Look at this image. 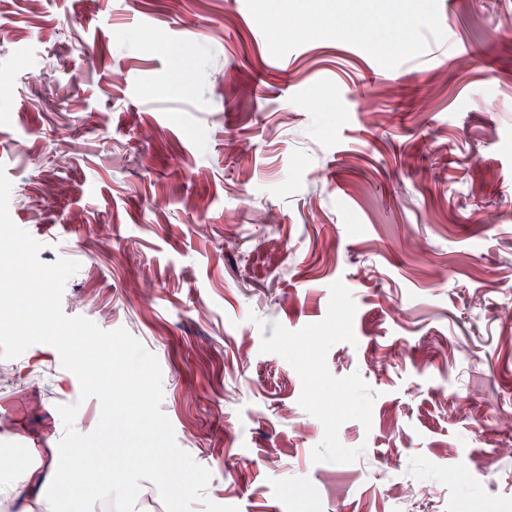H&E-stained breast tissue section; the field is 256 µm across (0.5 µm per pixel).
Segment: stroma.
Returning <instances> with one entry per match:
<instances>
[{"label":"stroma","mask_w":512,"mask_h":512,"mask_svg":"<svg viewBox=\"0 0 512 512\" xmlns=\"http://www.w3.org/2000/svg\"><path fill=\"white\" fill-rule=\"evenodd\" d=\"M1 28L10 217L79 262L66 315L156 355L209 500L512 512V0H0ZM80 393L50 345L0 359L33 447L61 405L97 426Z\"/></svg>","instance_id":"stroma-1"}]
</instances>
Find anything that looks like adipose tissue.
<instances>
[{
    "label": "adipose tissue",
    "instance_id": "1",
    "mask_svg": "<svg viewBox=\"0 0 512 512\" xmlns=\"http://www.w3.org/2000/svg\"><path fill=\"white\" fill-rule=\"evenodd\" d=\"M83 470L79 448H49L18 468L13 456L0 454V481L11 487L9 507L16 512H73L75 501L65 493L74 475Z\"/></svg>",
    "mask_w": 512,
    "mask_h": 512
}]
</instances>
